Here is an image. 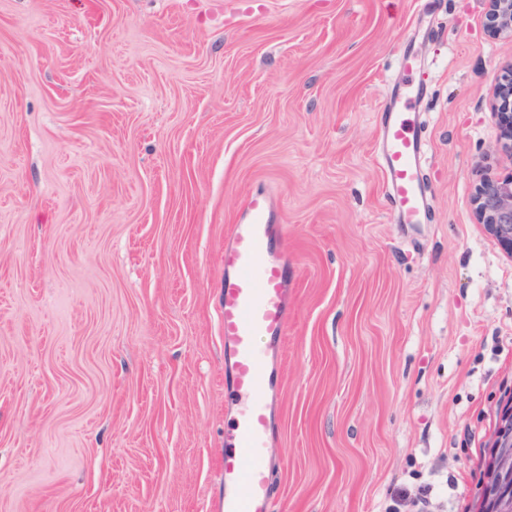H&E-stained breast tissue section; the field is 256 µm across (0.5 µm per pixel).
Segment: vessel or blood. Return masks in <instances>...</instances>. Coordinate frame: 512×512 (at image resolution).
Returning a JSON list of instances; mask_svg holds the SVG:
<instances>
[{
    "instance_id": "b4317fda",
    "label": "vessel or blood",
    "mask_w": 512,
    "mask_h": 512,
    "mask_svg": "<svg viewBox=\"0 0 512 512\" xmlns=\"http://www.w3.org/2000/svg\"><path fill=\"white\" fill-rule=\"evenodd\" d=\"M417 88L392 98L382 128L384 174L399 224L421 223L427 198L420 159L424 143L407 112ZM284 226L266 192L252 194L224 245L221 323L224 377L235 393L224 434V494L220 512H272L275 488L269 450L279 386L273 377L292 297Z\"/></svg>"
}]
</instances>
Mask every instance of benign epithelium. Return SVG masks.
Wrapping results in <instances>:
<instances>
[{
    "label": "benign epithelium",
    "instance_id": "7a95c632",
    "mask_svg": "<svg viewBox=\"0 0 512 512\" xmlns=\"http://www.w3.org/2000/svg\"><path fill=\"white\" fill-rule=\"evenodd\" d=\"M489 32L512 39V0H489ZM507 77L492 92L491 108L500 121L501 147L512 154V63ZM474 216L501 248L512 255V179L484 180L474 198ZM495 454L488 469L486 512H512V412L507 413L495 433Z\"/></svg>",
    "mask_w": 512,
    "mask_h": 512
}]
</instances>
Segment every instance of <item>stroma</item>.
<instances>
[{
	"label": "stroma",
	"mask_w": 512,
	"mask_h": 512,
	"mask_svg": "<svg viewBox=\"0 0 512 512\" xmlns=\"http://www.w3.org/2000/svg\"><path fill=\"white\" fill-rule=\"evenodd\" d=\"M488 9L0 0V512H215L224 241L260 190L294 298L273 512H484L512 409V255L472 202L512 178ZM411 81L429 210L398 224ZM421 95L411 87L405 96L392 98L386 107L387 118L382 128L384 174L398 224H420L426 212L427 198L421 175L420 159L424 143L415 132L410 102Z\"/></svg>",
	"instance_id": "obj_1"
}]
</instances>
